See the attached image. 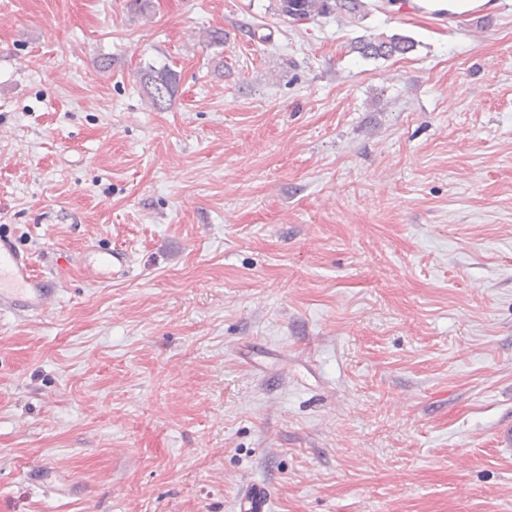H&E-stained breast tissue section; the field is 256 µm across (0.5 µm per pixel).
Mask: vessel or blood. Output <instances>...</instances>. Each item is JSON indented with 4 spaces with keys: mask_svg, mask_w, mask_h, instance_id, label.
Masks as SVG:
<instances>
[{
    "mask_svg": "<svg viewBox=\"0 0 512 512\" xmlns=\"http://www.w3.org/2000/svg\"><path fill=\"white\" fill-rule=\"evenodd\" d=\"M130 263V253L115 247L91 252L83 266L93 278L106 282L126 274ZM54 293L49 280L33 272L27 254L10 239L0 236V310L40 315L47 310Z\"/></svg>",
    "mask_w": 512,
    "mask_h": 512,
    "instance_id": "obj_1",
    "label": "vessel or blood"
}]
</instances>
